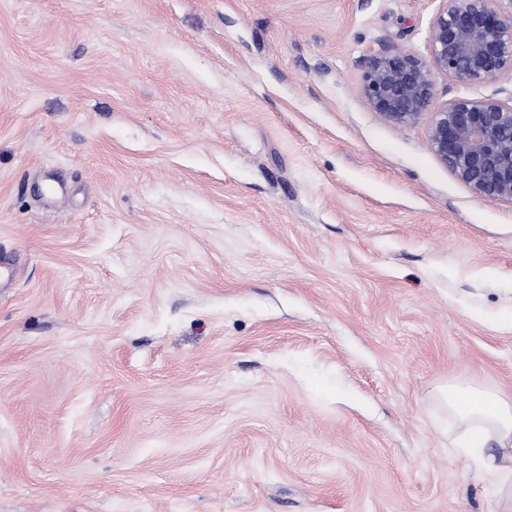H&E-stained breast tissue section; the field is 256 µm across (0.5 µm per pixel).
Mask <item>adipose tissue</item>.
Masks as SVG:
<instances>
[{"label":"adipose tissue","instance_id":"1","mask_svg":"<svg viewBox=\"0 0 512 512\" xmlns=\"http://www.w3.org/2000/svg\"><path fill=\"white\" fill-rule=\"evenodd\" d=\"M435 398L463 431L459 451L475 458L481 470L500 475L503 509L512 512V399L471 382L437 388ZM490 439L496 452L485 450Z\"/></svg>","mask_w":512,"mask_h":512}]
</instances>
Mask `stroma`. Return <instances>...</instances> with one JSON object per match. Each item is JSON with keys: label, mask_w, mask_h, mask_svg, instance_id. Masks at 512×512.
<instances>
[{"label": "stroma", "mask_w": 512, "mask_h": 512, "mask_svg": "<svg viewBox=\"0 0 512 512\" xmlns=\"http://www.w3.org/2000/svg\"><path fill=\"white\" fill-rule=\"evenodd\" d=\"M439 0H0V512H499L512 202L386 123ZM435 398L463 431L456 448L475 458L481 470L501 476L499 494L504 510L500 512H510L512 464L510 481L504 462L512 463V399L471 382L438 387ZM490 439L497 443L495 453H487L484 448Z\"/></svg>", "instance_id": "1"}]
</instances>
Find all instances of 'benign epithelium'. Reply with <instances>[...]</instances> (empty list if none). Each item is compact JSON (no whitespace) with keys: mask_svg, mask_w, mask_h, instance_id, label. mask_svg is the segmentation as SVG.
Listing matches in <instances>:
<instances>
[{"mask_svg":"<svg viewBox=\"0 0 512 512\" xmlns=\"http://www.w3.org/2000/svg\"><path fill=\"white\" fill-rule=\"evenodd\" d=\"M430 59L394 51L369 58L363 91L388 123L406 126L432 112L429 145L478 197L512 201V93L455 98L432 108L434 73L458 85L493 84L512 74V15L499 0H440Z\"/></svg>","mask_w":512,"mask_h":512,"instance_id":"benign-epithelium-1","label":"benign epithelium"}]
</instances>
